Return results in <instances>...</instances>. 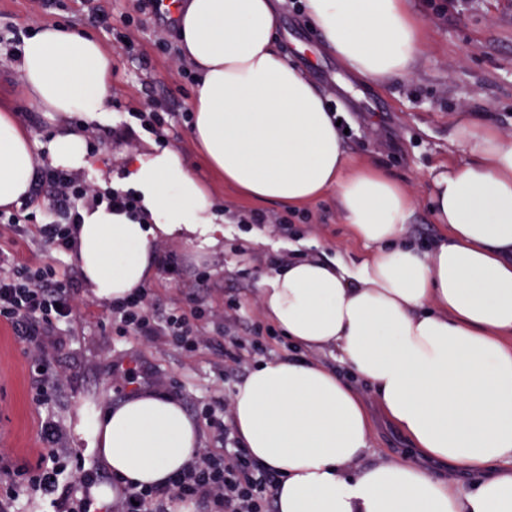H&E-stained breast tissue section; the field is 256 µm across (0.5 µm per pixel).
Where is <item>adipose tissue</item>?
Wrapping results in <instances>:
<instances>
[{
    "mask_svg": "<svg viewBox=\"0 0 512 512\" xmlns=\"http://www.w3.org/2000/svg\"><path fill=\"white\" fill-rule=\"evenodd\" d=\"M323 46L359 78L409 77L420 26L403 0H305ZM277 0H180L182 58L199 83L191 136L205 165L244 197L303 204L335 192L358 261L292 258L259 281L262 309L292 344L336 353L343 378L291 356L261 363L231 395L238 436L282 473L276 512H512V142L459 118L464 164L437 167L428 207L442 237L408 240L417 203L388 172L356 163L324 97L275 39ZM14 66L25 94L51 119L38 144L0 108V208L29 201L37 165L90 166L70 119H94L112 100V58L93 38L46 25L24 38ZM129 183L149 223L81 205L77 268L102 302L145 287L153 243L178 239L203 253L224 236L203 183L174 149L137 155ZM369 389L423 457L471 474L441 479L407 461H368ZM108 469L138 485L181 471L200 430L178 401L150 390L87 424Z\"/></svg>",
    "mask_w": 512,
    "mask_h": 512,
    "instance_id": "adipose-tissue-1",
    "label": "adipose tissue"
}]
</instances>
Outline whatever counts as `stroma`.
<instances>
[{"label":"stroma","instance_id":"35a3bbf8","mask_svg":"<svg viewBox=\"0 0 512 512\" xmlns=\"http://www.w3.org/2000/svg\"><path fill=\"white\" fill-rule=\"evenodd\" d=\"M64 3V9L47 12L39 0H0V33L10 26L33 30L59 24L97 39L111 54V110L90 126L99 136L98 149L83 180H94L96 169L105 167L115 184H122L128 158L155 143L154 136L140 127H126L127 115L158 100L175 114L178 136L171 148L182 153L220 206L234 213H277L289 220L287 234H266L264 244L257 247L244 239V225H225L223 251L199 264L189 260L182 241L167 240L179 273L169 277L154 271L148 286L158 313L183 306L187 294L203 288L210 306L220 309L231 299L239 303L245 324L238 333L244 337L247 324L265 319L257 283L270 256L313 251L324 258L361 254V245L342 221L335 194L300 206L255 203L204 165L183 118L194 85L179 75L173 62L175 27L170 16L129 28L143 56L138 62L120 50L111 29L90 23L86 0ZM408 7L422 25L421 54L410 78L384 86L361 80L323 47L301 0H280L275 34L289 61L338 112L349 152L389 171L414 194L417 213L408 232L428 241L444 230L431 220L428 176L434 166L463 160L450 144L457 117L468 115L477 126L494 127L512 139V0H408ZM13 57L11 44L1 41L0 102L12 107L37 140H44L51 127L27 100ZM0 246L33 267L63 270L72 265L69 254L42 247L34 230L24 237L0 239ZM78 297L71 321L61 330L67 344L52 357L62 380L49 405L33 403L30 359L12 328L0 323V455L13 467H36L44 446L42 427L50 420L59 429L60 447L81 449L85 470L96 485H110L111 473L90 450L82 428L85 417L127 396V383L112 375L116 363L136 369L139 385L159 388L179 400L198 422L201 446L214 447L213 432L201 411L224 394V337L217 327L205 324L209 346L188 355L170 345L117 335L103 302L89 288L79 287Z\"/></svg>","mask_w":512,"mask_h":512}]
</instances>
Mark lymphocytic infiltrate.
I'll list each match as a JSON object with an SVG mask.
<instances>
[{
	"label": "lymphocytic infiltrate",
	"mask_w": 512,
	"mask_h": 512,
	"mask_svg": "<svg viewBox=\"0 0 512 512\" xmlns=\"http://www.w3.org/2000/svg\"><path fill=\"white\" fill-rule=\"evenodd\" d=\"M39 185L49 187L48 212L58 219L40 227L43 246L64 253L72 246L70 227L79 223L78 205L89 201L106 205L109 210L126 214L146 223L147 216L133 190L122 187L99 189L80 181L70 173L41 169ZM187 308H176L165 317H157L151 289L140 288L124 298L113 300L107 308L119 334L147 340L163 338L186 353L192 354L204 344L198 326L201 319L217 321L224 332V360L229 369L243 361L241 340L231 327L239 319L237 303H228L223 314L208 307L205 301L188 296ZM75 308L74 281L51 267H32L16 261L8 250L0 248V322L10 325L24 344L34 372L35 401L48 403L58 388L60 376L49 361L52 350L65 345L60 326L69 322ZM203 417L215 432L216 447L197 449L190 463L162 486L129 488L117 512H169L172 504L196 502L203 512H271L272 489L279 481L277 473L255 462L235 435L228 405L209 406ZM45 448L34 474L25 482L4 472L0 480V512H11L21 494L59 493L58 512H93L92 483L78 468L80 450H63L58 446L57 427L46 422Z\"/></svg>",
	"instance_id": "lymphocytic-infiltrate-1"
}]
</instances>
